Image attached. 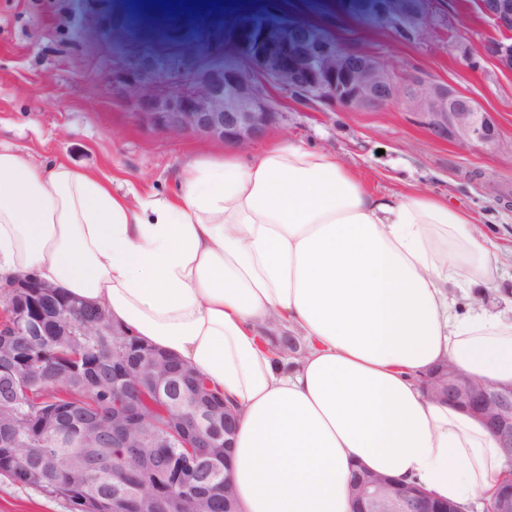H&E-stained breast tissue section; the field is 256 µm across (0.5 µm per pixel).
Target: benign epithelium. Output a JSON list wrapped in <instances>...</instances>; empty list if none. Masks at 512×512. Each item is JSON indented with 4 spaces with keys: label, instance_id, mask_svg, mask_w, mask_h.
Returning <instances> with one entry per match:
<instances>
[{
    "label": "benign epithelium",
    "instance_id": "7a95c632",
    "mask_svg": "<svg viewBox=\"0 0 512 512\" xmlns=\"http://www.w3.org/2000/svg\"><path fill=\"white\" fill-rule=\"evenodd\" d=\"M478 6L503 38L484 44L477 53L461 43L459 56L471 68L477 66V58L488 57L501 71L512 74V0H478ZM398 16L411 38L423 36L428 13L419 3L404 0ZM248 46L243 63L234 65L221 62L163 71L154 62L116 61L112 88L130 99L136 116L149 126L172 133L195 131L240 147L261 141L282 116L271 88L301 105L353 111L381 109L401 96L432 136L463 148L503 147L493 113L418 71L399 77L378 56L352 52L331 38L314 42L273 38L263 31ZM57 296L54 287L30 275L0 285V309L6 304L14 312L12 330L0 327V375L30 385L41 383L45 368L32 357L41 351L46 336L68 337L73 350L99 336L112 337V385L119 391L112 402V436L99 434V417L83 416L80 451L73 456L69 485L83 486L86 454L114 457L133 433L143 469L166 468L167 460L158 449L172 448L178 440L189 461L204 466L211 483L232 487L231 468L219 463L229 457L235 411L184 364L136 338L128 342L110 324L105 308L93 309L88 328L62 322ZM423 385L436 399L463 408L486 424L512 467V387L465 375L448 365L430 372ZM157 401L158 418L148 425L142 414ZM62 426V410L54 406L42 414L38 428L53 437ZM34 467L44 477L54 476L53 455L39 453ZM199 486V481L178 479L159 493L144 495L115 482L112 501L130 500L135 512H176L174 507L185 504L193 512H209L210 501ZM352 499L354 512H442L426 491L391 477L356 478ZM486 512H512V481L496 494Z\"/></svg>",
    "mask_w": 512,
    "mask_h": 512
}]
</instances>
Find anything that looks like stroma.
<instances>
[{"instance_id": "1", "label": "stroma", "mask_w": 512, "mask_h": 512, "mask_svg": "<svg viewBox=\"0 0 512 512\" xmlns=\"http://www.w3.org/2000/svg\"><path fill=\"white\" fill-rule=\"evenodd\" d=\"M251 19L294 20L378 55L393 70L417 68L493 112L503 141H512V75L493 61L465 66L454 45L500 38L477 0H434L423 39L399 41L353 12L347 0H239ZM194 38L168 14L134 20L123 0H0V141L45 163L66 160L109 177L113 190L171 193L185 163L220 157L231 144L143 124L113 95V62L152 58L161 67L207 63L240 50L203 27ZM266 141L290 139L328 151L376 193L424 191L469 211L475 224L512 245V153L464 149L432 139L396 100L376 111H318L284 100ZM0 512H71L67 501L0 476Z\"/></svg>"}]
</instances>
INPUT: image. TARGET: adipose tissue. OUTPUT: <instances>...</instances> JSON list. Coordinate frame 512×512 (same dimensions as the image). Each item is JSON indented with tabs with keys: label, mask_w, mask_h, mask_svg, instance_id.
I'll return each mask as SVG.
<instances>
[{
	"label": "adipose tissue",
	"mask_w": 512,
	"mask_h": 512,
	"mask_svg": "<svg viewBox=\"0 0 512 512\" xmlns=\"http://www.w3.org/2000/svg\"><path fill=\"white\" fill-rule=\"evenodd\" d=\"M504 249L440 196L380 198L288 140L182 167L135 201L64 161L0 145V284L32 274L187 363L239 424L240 512H351L353 470L483 512L512 473L476 417L430 400L448 361L512 385ZM304 350L278 354L282 336Z\"/></svg>",
	"instance_id": "1"
}]
</instances>
